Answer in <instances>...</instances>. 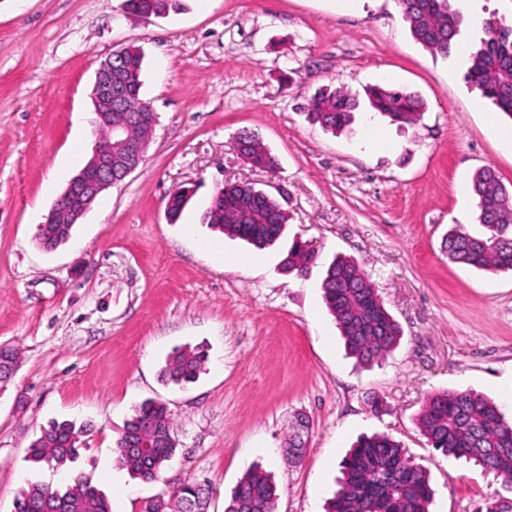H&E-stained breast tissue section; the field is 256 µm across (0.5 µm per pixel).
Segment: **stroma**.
<instances>
[{"mask_svg": "<svg viewBox=\"0 0 512 512\" xmlns=\"http://www.w3.org/2000/svg\"><path fill=\"white\" fill-rule=\"evenodd\" d=\"M484 36L481 23L462 26L450 57L432 54L396 0H180L149 24L124 0H0V346L21 352L0 390V512L27 484L61 481L27 459L53 420L86 425L68 470L112 512H145L183 479L207 483L208 512H224L255 464L275 476L277 512H323L351 443L374 432L430 470L431 512H479L500 480L428 445L416 416L446 389L512 409V272L443 250L449 227L483 232L477 169L512 189V120L465 80ZM125 46L143 54L141 96L158 115L145 160L44 250L37 226L96 142V71ZM382 82L418 93L422 118L398 127L359 113L338 136L309 121L320 89ZM243 130L277 157L275 171L237 153ZM230 182L278 193L288 224L276 246L203 223ZM179 186L193 196L173 222L166 202ZM296 239L315 253L303 276L281 267ZM339 255L357 260L402 327L382 365L346 357L323 303L322 273ZM186 344L206 349L204 373L163 383L167 355ZM146 400L167 405L178 440L149 483L112 454ZM300 414L306 452L291 466L283 448Z\"/></svg>", "mask_w": 512, "mask_h": 512, "instance_id": "stroma-1", "label": "stroma"}]
</instances>
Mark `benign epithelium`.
I'll return each mask as SVG.
<instances>
[{
	"mask_svg": "<svg viewBox=\"0 0 512 512\" xmlns=\"http://www.w3.org/2000/svg\"><path fill=\"white\" fill-rule=\"evenodd\" d=\"M112 58L98 68L92 88L98 124L110 128V136L95 143L92 156L63 193L54 201L47 224H77L96 198L106 189L123 181L145 158V143L137 131L157 124V113L115 112L124 102L126 83L112 77Z\"/></svg>",
	"mask_w": 512,
	"mask_h": 512,
	"instance_id": "obj_1",
	"label": "benign epithelium"
}]
</instances>
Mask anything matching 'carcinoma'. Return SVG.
Here are the masks:
<instances>
[{
	"label": "carcinoma",
	"mask_w": 512,
	"mask_h": 512,
	"mask_svg": "<svg viewBox=\"0 0 512 512\" xmlns=\"http://www.w3.org/2000/svg\"><path fill=\"white\" fill-rule=\"evenodd\" d=\"M179 0H126L128 13L141 21L161 18L178 6ZM412 36L429 51L448 56L460 30V18L450 0H398ZM512 31L498 20L486 22V38L470 54L466 79L481 96L512 119ZM127 78V107L142 109L141 52L125 47L120 55ZM370 108L393 122L413 123L423 115L420 96L393 84H378L366 90ZM360 108L359 98L342 88H326L310 100L311 119L332 133L343 131ZM237 149L254 165L272 171L277 160L249 132L238 135ZM478 221L485 228L473 236L459 227L448 230L444 249L448 260L480 270L512 271V192H505L495 172L486 167L471 178ZM188 204L185 193L168 196V215L178 219ZM288 222L286 210L277 198L260 193L248 183L224 185V196L211 203L203 223L240 239L257 250L273 246ZM70 224H47L38 229V243L52 250L71 236ZM313 259L312 251L295 241L283 259L288 273L305 275ZM321 288L329 313L334 317L345 347L362 365L379 363L398 347L402 339L399 323L385 308L377 289L361 266L352 259L333 260L325 271ZM19 351L0 347V387L11 379ZM207 354L201 346L184 345L170 353L161 369L165 382L184 386L198 379ZM423 436L436 450L463 458L494 473L512 492V419L487 397L472 390L443 391L427 398L418 416ZM84 427L69 420H54L41 429L27 454L34 465L64 470L78 455ZM144 441L149 447L132 448ZM172 415L166 404L149 400L134 409L116 442L113 455L117 465L142 482L163 478L175 455ZM305 442L292 434L284 459L290 465L302 460ZM279 499L271 473L261 467L247 471L231 491L224 512H276ZM433 490L426 467L413 461L400 442L386 434L361 435L342 460L337 489L325 512H430ZM208 489L194 480L173 484L168 497L153 500L147 512H175L182 503L193 512H203ZM64 504L63 512H112L108 497L81 475H69L60 487L30 484L15 501V512H53L49 505Z\"/></svg>",
	"instance_id": "carcinoma-1"
}]
</instances>
